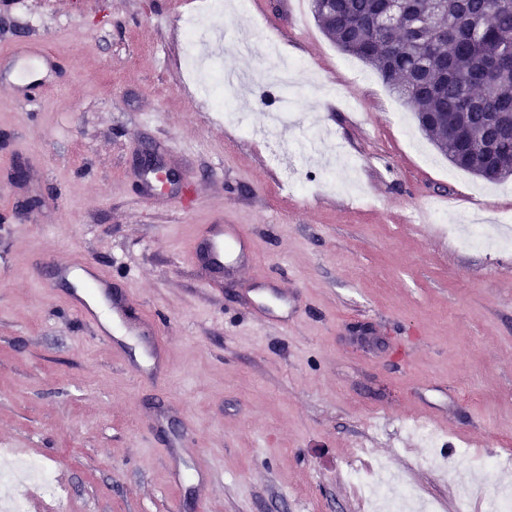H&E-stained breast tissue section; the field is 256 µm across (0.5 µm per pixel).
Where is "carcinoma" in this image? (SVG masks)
<instances>
[{
  "mask_svg": "<svg viewBox=\"0 0 512 512\" xmlns=\"http://www.w3.org/2000/svg\"><path fill=\"white\" fill-rule=\"evenodd\" d=\"M311 4L336 46L407 100L453 166L512 177V9L499 0H407L396 23L379 27L386 0Z\"/></svg>",
  "mask_w": 512,
  "mask_h": 512,
  "instance_id": "cac0c4a2",
  "label": "carcinoma"
}]
</instances>
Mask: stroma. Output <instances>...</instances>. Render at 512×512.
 <instances>
[{
  "label": "stroma",
  "mask_w": 512,
  "mask_h": 512,
  "mask_svg": "<svg viewBox=\"0 0 512 512\" xmlns=\"http://www.w3.org/2000/svg\"><path fill=\"white\" fill-rule=\"evenodd\" d=\"M201 0H0V449L38 458L57 492L26 485L28 512H367L350 468L383 462L405 484L469 512L512 454V252L468 250L444 227L483 209L512 219L500 184L452 166L413 108L340 51L310 0H247L207 14L217 67L264 71L268 41L303 63L292 88H224L228 117L188 69L184 16ZM50 53L37 104H21L10 51ZM291 112L283 170L260 132ZM330 138L305 143L309 129ZM151 147L184 179L146 191ZM25 163L31 179L10 178ZM354 176L355 188L337 190ZM232 224L255 257L205 286L189 260L205 224ZM88 264L132 298L170 352L140 379L134 339H100L48 286L35 257ZM288 290L287 326L267 320ZM368 337L360 339L358 327ZM447 440L458 477L422 468L414 433Z\"/></svg>",
  "instance_id": "1"
}]
</instances>
